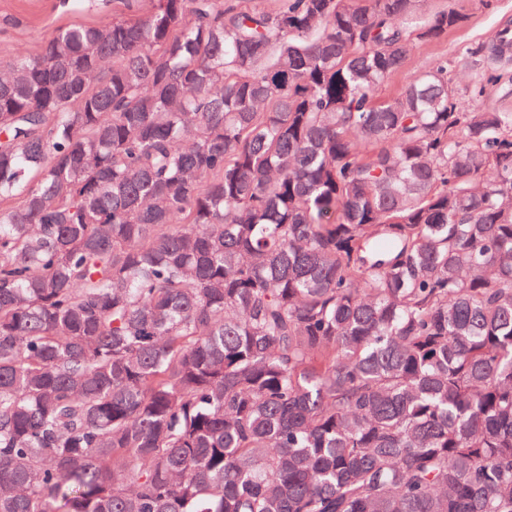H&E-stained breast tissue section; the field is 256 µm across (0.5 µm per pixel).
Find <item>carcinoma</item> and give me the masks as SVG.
<instances>
[{"instance_id": "obj_1", "label": "carcinoma", "mask_w": 512, "mask_h": 512, "mask_svg": "<svg viewBox=\"0 0 512 512\" xmlns=\"http://www.w3.org/2000/svg\"><path fill=\"white\" fill-rule=\"evenodd\" d=\"M416 2L150 0L0 76V512H512V112L379 95L462 19Z\"/></svg>"}]
</instances>
